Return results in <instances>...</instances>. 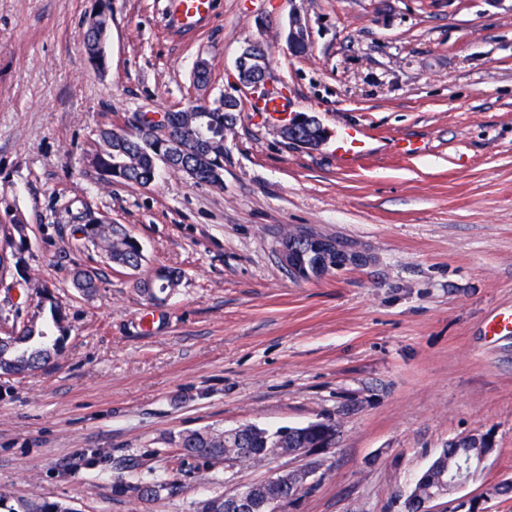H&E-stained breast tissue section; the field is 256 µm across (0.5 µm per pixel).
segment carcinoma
Instances as JSON below:
<instances>
[{"label": "carcinoma", "instance_id": "cac0c4a2", "mask_svg": "<svg viewBox=\"0 0 512 512\" xmlns=\"http://www.w3.org/2000/svg\"><path fill=\"white\" fill-rule=\"evenodd\" d=\"M112 18L109 5L99 8L97 18L87 22L84 40L85 54L95 67L106 64L105 37ZM220 112H192L187 109L163 112L155 118L149 112H138L130 128L101 127L97 133L89 165L100 186L114 182L132 188L148 187L164 167L174 174H184L198 182L221 187L224 183V130L236 123L238 104L219 98ZM308 142L324 140L325 129L316 117L302 115L298 125ZM26 225L18 219L0 224V282L16 268L15 254L26 245ZM99 249L107 262L125 270H139L146 262L141 243L112 223L104 215L87 209L80 216V226L73 231L71 250L81 252L87 245ZM67 281L71 287L89 297L99 288L98 275L80 264L70 270ZM181 276L173 270L161 269L150 277L136 280L134 288L140 294L156 295L180 285ZM39 301L35 310L23 313L18 309L10 329L0 337V375H25L55 363L62 353L64 336L69 333L67 316L53 301L49 287L36 289ZM324 437L318 427L296 426L274 437V432L242 424L231 429L204 428L180 433L170 439L172 447L186 457L209 461L235 462L252 465L262 462L266 449L278 440L286 451L315 446ZM467 450L451 441L440 449L428 466L416 478V489L405 499L406 512H422V502L439 489L440 480H448V470L459 469ZM292 489L288 484L267 481L251 487L254 512H263L269 500L284 499ZM25 512H75L60 502H36L25 505Z\"/></svg>", "mask_w": 512, "mask_h": 512}]
</instances>
